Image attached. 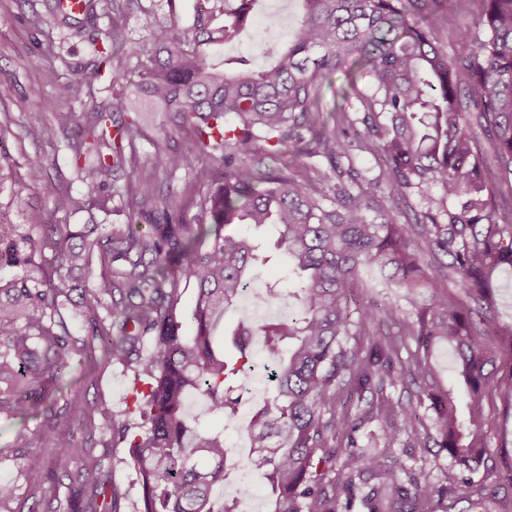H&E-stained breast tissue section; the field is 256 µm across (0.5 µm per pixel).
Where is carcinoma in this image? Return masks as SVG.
Masks as SVG:
<instances>
[{
    "label": "carcinoma",
    "instance_id": "obj_1",
    "mask_svg": "<svg viewBox=\"0 0 512 512\" xmlns=\"http://www.w3.org/2000/svg\"><path fill=\"white\" fill-rule=\"evenodd\" d=\"M177 2L147 11L153 46L141 50L112 0L90 72L108 80L112 102L79 118L55 113L85 192L59 191L53 212L113 211V172L136 167L148 112L166 113L155 156L172 174L190 172L187 202L158 204L145 181L134 212L149 214L144 231L40 215L29 231L0 224V270H23L0 275V420L44 402L72 360L111 364L133 385L124 411L98 400L52 411L38 446L66 463L75 448L63 433L108 428L141 491L133 512H239L248 485L216 498L230 449L188 401L235 414L258 336L276 367L246 435L267 512H355L357 501L363 512H448L460 499L509 512L499 490L512 486V458L490 483L472 475L487 452L485 368L512 361V329L507 346L493 343L496 278L512 271V0H454L470 23L448 24L446 45L425 24L441 0H302L293 36L266 66L242 55L216 63L209 50L237 40L254 0H206L189 27ZM96 16V0L80 16L56 12L77 34ZM349 60L366 83L329 110L323 84ZM179 134L192 150L171 148ZM361 154L374 165L357 167ZM44 169L43 157L28 158L30 182ZM237 224L271 231L298 288L266 286L254 305L287 313L228 330L224 315L268 261L257 240L225 233ZM47 251L51 266L39 262ZM74 271L93 280L78 302ZM71 317L88 331L73 333ZM444 346L454 388L435 362ZM398 446L439 449L458 477L442 484L433 469L406 466ZM24 482L33 504L14 507L18 486L0 480V512H123L128 499L89 449L65 499L47 496L42 470Z\"/></svg>",
    "mask_w": 512,
    "mask_h": 512
}]
</instances>
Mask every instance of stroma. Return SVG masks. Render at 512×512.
Wrapping results in <instances>:
<instances>
[{
  "label": "stroma",
  "mask_w": 512,
  "mask_h": 512,
  "mask_svg": "<svg viewBox=\"0 0 512 512\" xmlns=\"http://www.w3.org/2000/svg\"><path fill=\"white\" fill-rule=\"evenodd\" d=\"M50 0H0V222L30 223L33 215H50L55 224H124L127 211L106 215L81 210L70 214L53 210L54 197L62 188H70L81 196L84 187L78 177L71 155L62 137H48L44 131L54 113L90 111L104 96L103 82L89 74L93 42L100 35L112 8V0H97L98 18L89 22L81 35L54 24L48 10ZM61 47L65 59L73 66L63 72L64 81L79 86V93L67 97L58 93L44 77L47 61L42 51L47 45ZM158 130L155 124L144 128L137 143L140 167L122 171L119 185L140 187L149 179L156 201H182L190 183L187 172L169 173L153 162V140ZM40 155L46 162L38 183L26 179V160ZM100 397L106 408L119 414L131 397V383L120 369L104 370L87 364L71 363L56 394L58 403L76 398ZM486 412L493 421L488 433L487 448L491 463L512 455V410L506 408L495 392H487ZM111 432L96 435L92 452L101 457L104 467L127 489L130 500H137L140 488L135 485L133 469L124 464L123 448H111Z\"/></svg>",
  "instance_id": "35a3bbf8"
}]
</instances>
